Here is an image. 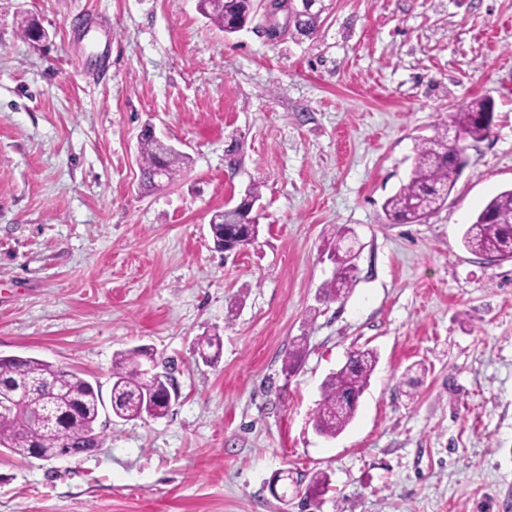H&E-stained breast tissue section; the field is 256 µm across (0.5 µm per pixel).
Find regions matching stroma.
Returning a JSON list of instances; mask_svg holds the SVG:
<instances>
[{
	"mask_svg": "<svg viewBox=\"0 0 512 512\" xmlns=\"http://www.w3.org/2000/svg\"><path fill=\"white\" fill-rule=\"evenodd\" d=\"M324 5L271 41L198 0H0V356L106 397L113 355L145 346L178 391L161 419L103 413L93 452L0 454V512H512V260L462 244L512 189V0ZM484 96L492 132L447 203L389 223L417 145ZM147 128L188 158L155 189ZM252 187L257 240L216 250L212 216ZM339 227L356 282L331 300ZM365 349L352 422L317 434L323 381Z\"/></svg>",
	"mask_w": 512,
	"mask_h": 512,
	"instance_id": "35a3bbf8",
	"label": "stroma"
}]
</instances>
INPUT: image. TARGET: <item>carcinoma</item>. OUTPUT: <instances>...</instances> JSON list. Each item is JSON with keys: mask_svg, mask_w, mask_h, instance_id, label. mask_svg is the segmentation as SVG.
Masks as SVG:
<instances>
[{"mask_svg": "<svg viewBox=\"0 0 512 512\" xmlns=\"http://www.w3.org/2000/svg\"><path fill=\"white\" fill-rule=\"evenodd\" d=\"M201 12L227 34L235 33L252 22L254 0H199ZM322 20L317 14L295 18L293 32L309 36L317 31ZM493 102L488 98L473 100L450 113V122L442 123L436 134L423 140L416 149L414 165L408 181L388 197L383 211L393 224L419 223L448 200L466 167V157L452 154L448 148V128L463 136V142L486 139L492 125L486 117L493 116ZM142 177L153 179L154 171H165L172 181L186 163L187 156L170 148L152 135L140 143ZM248 222L244 204L224 209L210 225L215 248L224 250V238L236 225ZM463 245L470 252L497 258L512 259V189L490 199L468 225ZM330 259L336 264L334 276L325 285V295L337 299L352 288L356 267L351 251L337 246ZM221 349V339L215 334L196 338L194 350L198 356L212 361ZM154 354L148 347L120 351L112 358V413L124 420H136L149 410L165 417L170 406L158 401L172 388L167 371L155 375L143 372V360ZM377 363L376 354L367 349L353 353L339 370L330 373L321 386V399L313 415L315 431L333 438L352 421L354 414L337 411L338 403L348 395H361ZM24 388L33 403L48 407L50 424L36 430H22L9 422L0 423V449L20 458H28L33 448L51 457L87 453L105 444V429L97 427L104 402L100 386L82 377L79 372L57 366L35 357L0 356V389Z\"/></svg>", "mask_w": 512, "mask_h": 512, "instance_id": "carcinoma-1", "label": "carcinoma"}]
</instances>
